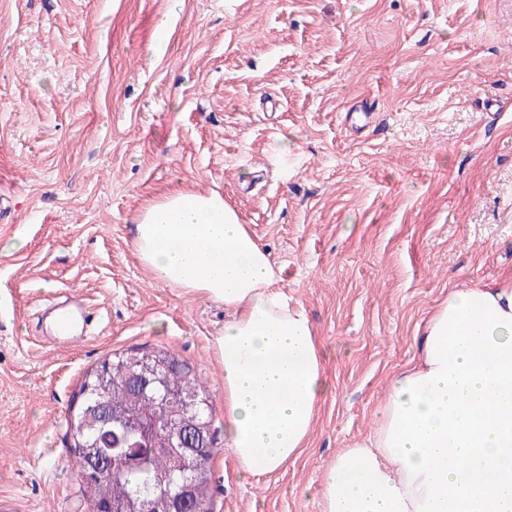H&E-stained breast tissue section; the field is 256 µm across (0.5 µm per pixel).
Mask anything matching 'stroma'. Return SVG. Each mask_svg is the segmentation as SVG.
<instances>
[{"instance_id": "1", "label": "stroma", "mask_w": 512, "mask_h": 512, "mask_svg": "<svg viewBox=\"0 0 512 512\" xmlns=\"http://www.w3.org/2000/svg\"><path fill=\"white\" fill-rule=\"evenodd\" d=\"M174 190L237 210L330 385L287 469L220 448L211 510L318 512L449 290L512 278V0H0V512H89L67 418L112 353L189 362L223 429L224 306L132 246Z\"/></svg>"}]
</instances>
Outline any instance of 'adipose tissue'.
Instances as JSON below:
<instances>
[{
  "label": "adipose tissue",
  "mask_w": 512,
  "mask_h": 512,
  "mask_svg": "<svg viewBox=\"0 0 512 512\" xmlns=\"http://www.w3.org/2000/svg\"><path fill=\"white\" fill-rule=\"evenodd\" d=\"M136 253L153 276L223 303L224 441L243 477L306 448L328 392L306 313L266 249L215 192L149 203ZM319 512H512V283L449 291L371 435L322 476Z\"/></svg>",
  "instance_id": "ef3b65f1"
}]
</instances>
